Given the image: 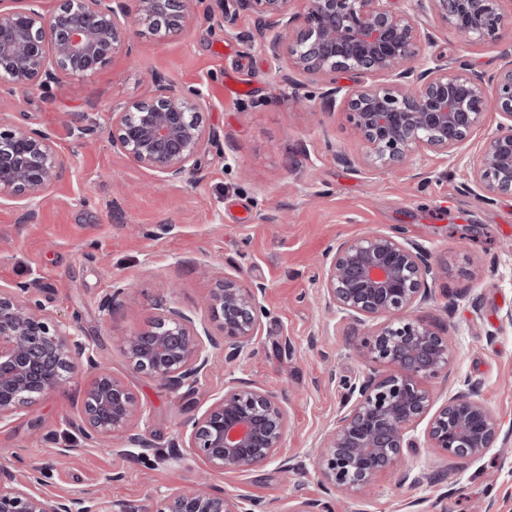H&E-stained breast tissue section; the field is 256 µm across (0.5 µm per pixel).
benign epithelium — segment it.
<instances>
[{"label":"benign epithelium","mask_w":512,"mask_h":512,"mask_svg":"<svg viewBox=\"0 0 512 512\" xmlns=\"http://www.w3.org/2000/svg\"><path fill=\"white\" fill-rule=\"evenodd\" d=\"M512 0H429L437 20L466 42L481 43L512 28ZM0 9V101L21 88L88 77L116 55L130 54L139 27L180 31L193 0H57L46 15L35 0ZM292 0H218L224 25L251 8L268 36L262 49L287 56L294 70L326 78L351 73L356 87L344 102L363 163L398 170L428 152L467 159L473 185L484 195L512 193V62L484 78L461 64L448 70L440 59L419 69L416 61L430 35L413 14L391 0H306L301 13ZM140 100L112 111V147L136 165L177 182L198 171L209 106L202 89L153 75ZM498 113L496 132L467 156L485 114ZM65 161L47 132L0 123V201H20L25 218L33 204L61 178ZM439 271L423 245L401 236L367 233L342 240L329 251L322 273L325 308L354 326L372 325L358 347L367 366L346 383V405L324 434L315 455L320 482L341 494L368 490L383 472L401 466L418 448L413 431L426 422L429 447L456 458H479L501 435L497 417L469 382L439 406L425 383L448 376L451 351L437 322L412 315L433 300ZM25 286H0V426L23 413L33 396L61 390L80 366L95 370L84 390L79 429L92 443L117 441L147 448L135 433L143 412L128 383L101 366L72 327L54 319ZM265 293L261 284L222 276L208 304L224 335V360L252 354ZM212 332L204 322L175 309L125 338L133 369L176 390L195 391L211 362ZM288 432L283 397L231 380L224 395L185 424V448L196 449L208 472H248L277 460ZM0 512H142L109 501L103 491L82 492L45 507L40 472L20 477L0 465ZM157 512H254L245 496L214 489L201 479L163 498Z\"/></svg>","instance_id":"benign-epithelium-1"}]
</instances>
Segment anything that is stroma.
Masks as SVG:
<instances>
[{"label": "stroma", "instance_id": "1", "mask_svg": "<svg viewBox=\"0 0 512 512\" xmlns=\"http://www.w3.org/2000/svg\"><path fill=\"white\" fill-rule=\"evenodd\" d=\"M429 33L418 64L463 62L489 76L512 61V32L462 44L424 0H392ZM263 24L240 12L225 27L215 0H197L191 24L165 36L138 29L131 55L97 73L45 91L31 86L0 102V117L48 131L68 170L36 204L37 217L0 204V285L22 283L60 321L74 324L96 360L123 378L145 417L137 431L149 451H109L75 428L92 377L78 371L67 388L28 404L0 428V465L43 471L45 503L108 484L112 499L155 512L168 493L192 485L200 458L182 450L183 424L239 378L283 394L290 428L271 463L245 473H215L211 483L257 502L260 512H299L310 501L327 512H512V195L486 201L467 190L466 166L429 154L418 167L380 172L359 160L342 103H327L325 83L288 68L286 56L261 47ZM201 88L204 124L218 135L200 170L182 182L160 177L113 149V108L143 98L146 75ZM236 76L246 95L228 97ZM299 92L307 107H292ZM370 232L425 246L448 275L434 285L424 315L445 325L451 376L427 384L435 403L470 381L501 424L502 441L478 459L446 457L421 445L401 471L381 475L372 491L328 499L314 470V447L346 400L344 381L364 371L350 329L317 305L326 252L336 241ZM266 287L253 355L228 363L213 351L194 395L133 370L124 339L171 307L205 322L217 271ZM131 284L120 306L102 309L114 283Z\"/></svg>", "mask_w": 512, "mask_h": 512}]
</instances>
